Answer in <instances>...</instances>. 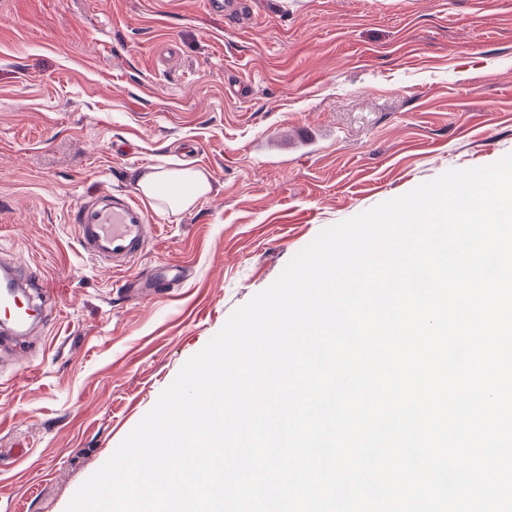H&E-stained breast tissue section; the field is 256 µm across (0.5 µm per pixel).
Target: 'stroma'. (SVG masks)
Masks as SVG:
<instances>
[{
	"label": "stroma",
	"instance_id": "stroma-1",
	"mask_svg": "<svg viewBox=\"0 0 512 512\" xmlns=\"http://www.w3.org/2000/svg\"><path fill=\"white\" fill-rule=\"evenodd\" d=\"M509 154L512 0H0V263L50 285L33 353L0 334V512H65L321 230ZM182 166L213 190L136 264L81 254L77 202ZM169 275L165 271L156 267L154 271H145L134 279L133 282H125L121 287L125 292L137 293L145 298H157L161 296L165 290L160 288L161 282L168 279Z\"/></svg>",
	"mask_w": 512,
	"mask_h": 512
}]
</instances>
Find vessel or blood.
Listing matches in <instances>:
<instances>
[{"label":"vessel or blood","mask_w":512,"mask_h":512,"mask_svg":"<svg viewBox=\"0 0 512 512\" xmlns=\"http://www.w3.org/2000/svg\"><path fill=\"white\" fill-rule=\"evenodd\" d=\"M77 243L84 255L100 265L131 263L141 258L152 236L153 226L146 212L132 195L117 198L109 194L96 200H82L71 213ZM163 270L147 271L133 281L125 282V291L146 298L162 295ZM37 272L29 266H0V326L12 329L14 335H28V326L38 315L28 294L42 287Z\"/></svg>","instance_id":"vessel-or-blood-1"}]
</instances>
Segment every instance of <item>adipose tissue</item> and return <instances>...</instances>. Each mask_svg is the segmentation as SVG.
<instances>
[{
	"instance_id": "1",
	"label": "adipose tissue",
	"mask_w": 512,
	"mask_h": 512,
	"mask_svg": "<svg viewBox=\"0 0 512 512\" xmlns=\"http://www.w3.org/2000/svg\"><path fill=\"white\" fill-rule=\"evenodd\" d=\"M136 186L151 209L176 215L194 207L211 191L208 176L192 168H162L138 175Z\"/></svg>"
}]
</instances>
